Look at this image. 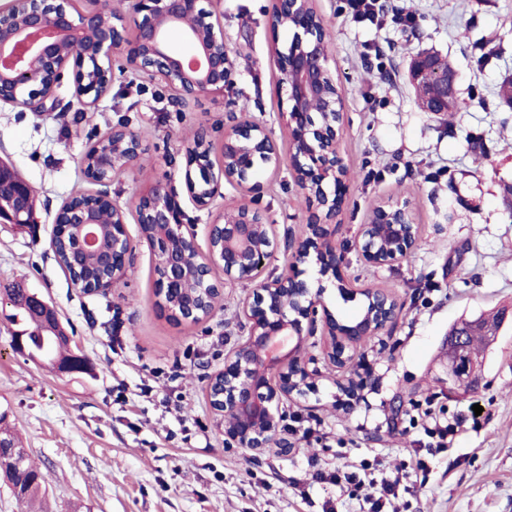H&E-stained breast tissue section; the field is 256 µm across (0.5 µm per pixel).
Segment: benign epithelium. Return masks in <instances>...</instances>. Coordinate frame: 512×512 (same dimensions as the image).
<instances>
[{"label":"benign epithelium","mask_w":512,"mask_h":512,"mask_svg":"<svg viewBox=\"0 0 512 512\" xmlns=\"http://www.w3.org/2000/svg\"><path fill=\"white\" fill-rule=\"evenodd\" d=\"M133 22L135 35L127 36ZM269 24L292 32L284 48L274 47L273 58L282 74L286 108L279 120L288 129L289 159H284L264 121H236L224 127L223 161L210 162L207 133L199 131L185 150L180 172L188 193L200 209L209 208L222 194L224 184L233 186L242 199L211 215L205 225L208 242L202 253L195 243L194 225L187 223L178 193L167 181H158L140 192L132 203H120L106 191L86 194V201L68 199L58 209L53 237L70 234L81 258L91 257L98 267L112 272L92 292H105L127 277L136 249V238L148 244L155 274L159 307L169 316L196 323L210 317L227 288L256 283L252 296L242 303L248 324L247 336L224 357V366L207 381L206 392L217 424L227 441L259 452L279 441L275 411L284 398L317 394L312 359L306 356L307 337L321 327L326 342L323 353L338 367L354 365L356 353L368 337L384 335L399 307L396 299L380 288L357 286L344 280L343 256L336 247V219L346 203V170L340 146L345 125V96L331 66L332 54L325 44L326 25L315 0H271ZM73 46L81 54H69ZM119 72L131 70L161 77L176 95L199 99L224 93L237 74V60L224 38V26L216 12L202 0H131L130 13L113 15L100 11L81 13L71 0H8L0 5V103L46 113L54 109L56 89L63 71L72 67L75 93L80 105L96 104ZM410 79L418 88L427 112H446L458 105L456 77L448 73V61L430 53L416 55ZM128 144L122 154L99 153L86 177L106 184L133 169L143 154L135 133L112 128V138ZM275 170L288 166L295 184L312 193L320 211L310 215L302 234L281 244L273 220L258 206L263 184L255 176L258 163ZM36 188L0 168V223L32 224ZM112 204V230L104 239L96 208ZM134 212L138 237L127 228L128 212ZM409 202L390 200L378 206L373 219L359 228L357 247L363 261L374 267L400 263L418 245ZM291 251L288 272L272 280L256 282L260 269L281 247ZM302 265L316 268L317 277L302 278ZM224 273L217 281L213 268ZM337 285L347 295H361L371 306L367 317L347 325L328 311L323 302L325 283ZM9 304L23 302L55 319L46 298L27 291L19 298L9 291L0 297ZM481 330L486 338L495 327L478 320L464 321L453 331L448 344V382L472 380L480 361L469 350V337ZM363 380L349 377L337 382L336 405L349 413L356 407ZM15 465L11 473L23 482L21 466L8 439L0 438V463Z\"/></svg>","instance_id":"benign-epithelium-1"}]
</instances>
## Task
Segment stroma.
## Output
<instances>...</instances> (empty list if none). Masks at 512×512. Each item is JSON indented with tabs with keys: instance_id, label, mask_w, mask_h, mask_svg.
<instances>
[{
	"instance_id": "35a3bbf8",
	"label": "stroma",
	"mask_w": 512,
	"mask_h": 512,
	"mask_svg": "<svg viewBox=\"0 0 512 512\" xmlns=\"http://www.w3.org/2000/svg\"><path fill=\"white\" fill-rule=\"evenodd\" d=\"M316 7L346 96L348 188L336 244L349 277L387 289L403 310L388 335L364 347L373 377L352 412L336 408L338 372L311 348L319 393L282 402L286 452L225 441L206 395L208 375L245 334L239 307L253 284L227 292L211 317L179 324L156 304L147 244L126 281L105 293L74 288L49 244L62 203L76 189H97L84 174L86 151L122 122L145 151L139 167L107 184L110 195L125 203L169 180L189 223L208 224L179 177L184 149L203 123L220 159L232 112L276 128L284 92L271 47L291 36L270 29V0H223L224 36L238 59L223 95L180 106L160 81L126 73L80 110L68 73L44 118L0 103V158L40 192L37 225L0 224V287L18 282L44 295L87 363L65 374L16 353L14 309L0 304V429L19 436L45 475L39 512H368L315 475L373 458L375 478L405 470L398 512H512V108L497 96L512 76V0H387L376 24L352 19L342 0ZM406 14L412 24L401 23ZM424 51L452 64L457 111L418 107L407 69ZM275 137L288 152L287 134L276 128ZM261 180V206L279 228L300 229L315 198L288 170H265ZM387 198L410 202L420 240L403 262L376 268L349 243ZM496 311L507 318L477 389H449V329ZM425 406L461 422L451 448L428 451L412 422ZM308 427L315 436H304ZM417 453L428 472L411 468Z\"/></svg>"
}]
</instances>
